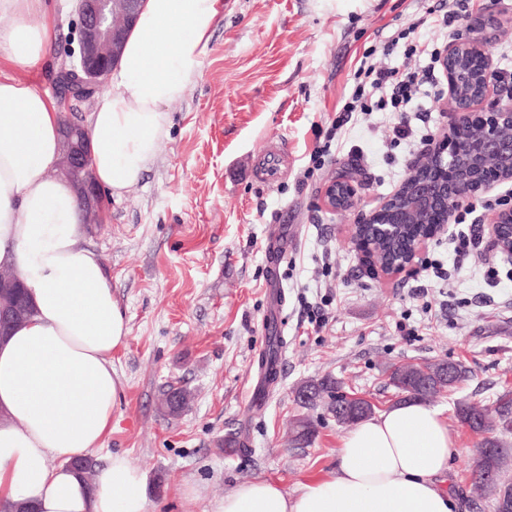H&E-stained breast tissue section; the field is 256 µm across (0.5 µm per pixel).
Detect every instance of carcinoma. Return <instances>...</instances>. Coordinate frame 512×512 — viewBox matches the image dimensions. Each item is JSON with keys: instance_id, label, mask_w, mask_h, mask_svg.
I'll list each match as a JSON object with an SVG mask.
<instances>
[{"instance_id": "1", "label": "carcinoma", "mask_w": 512, "mask_h": 512, "mask_svg": "<svg viewBox=\"0 0 512 512\" xmlns=\"http://www.w3.org/2000/svg\"><path fill=\"white\" fill-rule=\"evenodd\" d=\"M459 81L465 91L475 89L482 69V61L465 56L455 64ZM483 136L482 129L474 124L458 130L456 147L459 163H464ZM448 178V171L431 161H421L410 172L402 191L393 202L377 215L371 224L360 226L353 236L357 248L367 252L374 264L383 270H390L409 262V253L414 240L429 232L427 209H410L417 185L427 182L437 187ZM283 340L279 336L269 337L263 365L267 370L268 381L276 379L275 363ZM463 370L458 364L445 360L420 363H403L390 368V383L407 400L429 401L434 397L454 391L462 380ZM341 384L330 375L310 379L295 391L294 402L307 409L317 405L323 397L330 398L328 410L342 425L354 424L375 414V406L361 398H349L339 394ZM192 399L191 392L184 387L170 386L161 399L163 412L171 417L182 415ZM456 416L459 422L475 434H484L481 447L495 448L501 458H506L502 442L488 433L499 429L512 431V391L497 395L490 405H477L464 401L457 402ZM315 431L305 417L296 419L293 426V441L299 445L313 442ZM472 490L477 494H489L494 502L504 497L512 501V485L502 481V475L488 480L483 478L481 465H476L472 473Z\"/></svg>"}]
</instances>
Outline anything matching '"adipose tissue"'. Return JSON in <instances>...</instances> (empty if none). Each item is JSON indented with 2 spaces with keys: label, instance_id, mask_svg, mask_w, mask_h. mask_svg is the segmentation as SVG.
I'll use <instances>...</instances> for the list:
<instances>
[{
  "label": "adipose tissue",
  "instance_id": "adipose-tissue-1",
  "mask_svg": "<svg viewBox=\"0 0 512 512\" xmlns=\"http://www.w3.org/2000/svg\"><path fill=\"white\" fill-rule=\"evenodd\" d=\"M56 0H0V266L35 312L0 343V503L34 512H148L145 477L109 454L85 482L67 461L97 455L121 380L112 353L129 329L101 259L82 244L78 202L58 176L65 104L33 75L56 40ZM224 0H144L111 90L88 128L100 187L120 198L168 137L170 104L195 82ZM453 441L441 411L417 401L361 420L335 471L293 496L267 480L226 493L214 512H453L443 484Z\"/></svg>",
  "mask_w": 512,
  "mask_h": 512
}]
</instances>
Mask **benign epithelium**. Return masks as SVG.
Segmentation results:
<instances>
[{
	"instance_id": "benign-epithelium-1",
	"label": "benign epithelium",
	"mask_w": 512,
	"mask_h": 512,
	"mask_svg": "<svg viewBox=\"0 0 512 512\" xmlns=\"http://www.w3.org/2000/svg\"><path fill=\"white\" fill-rule=\"evenodd\" d=\"M142 0H78L77 12L80 19V52L76 62L63 67L58 82L65 91L69 111L74 104L89 100L108 78L119 62V54L125 35L132 26ZM461 50L483 60L482 90L475 97H463L457 90V78L448 62ZM441 66L448 82V100L454 105L456 119L447 131L436 137V142L425 155L439 159L453 174L454 156L444 154L445 146L454 141L453 132L462 124L473 121V113L494 91V70L481 43L473 39H455L440 55ZM512 125V95L498 99L488 110L484 121V138L480 155L493 158L504 164L506 173L492 180L473 183L466 191L454 180L441 189L432 187L423 190V202L434 207L439 214L440 227L452 223L456 206L466 197H474L494 191L499 185L512 181V139H504L496 130L502 123ZM63 152L60 172L65 175L75 193L77 201L87 215L95 214L102 204V191L96 185L90 159L86 152L87 128L76 116L64 124ZM325 205L340 212L358 208L357 185L347 174L331 180L324 189ZM512 220V208L502 209L487 217L489 231L496 245L507 259L512 260V245L500 242L499 224ZM20 315L19 308L0 300V335L6 336L9 328Z\"/></svg>"
}]
</instances>
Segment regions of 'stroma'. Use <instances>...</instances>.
<instances>
[{"label": "stroma", "mask_w": 512, "mask_h": 512, "mask_svg": "<svg viewBox=\"0 0 512 512\" xmlns=\"http://www.w3.org/2000/svg\"><path fill=\"white\" fill-rule=\"evenodd\" d=\"M439 0H224L171 130L141 182L106 199L101 224L83 238L97 253L125 312L129 337L112 364L123 388L105 453L126 454L146 474L148 512H212L224 494L256 479L288 494L326 479L348 434L326 404L301 410L294 390L329 375L376 413L400 397L385 368L445 359L464 380L434 399L454 442L448 486L455 512H492L471 492L482 438L456 417L460 401L488 403L512 389V263L475 212L476 249L450 241L458 224L429 240L401 272L371 269L352 243L355 216L327 209L324 188L355 170L363 209L404 182L419 154L413 138L454 120L446 86L423 84L408 114L413 137L393 142L385 111L353 113L325 140L354 85L363 53L400 72L423 71L428 50L480 39L497 74L512 78V0H474L443 32ZM78 48L77 15L65 13L36 83L54 91ZM290 160L275 186L255 173L268 143ZM329 144L322 169L310 155ZM325 315V325L313 318ZM286 342L284 375L263 404L250 401L253 364L271 332ZM194 395L179 417L160 409L163 390ZM315 428L291 442L299 415ZM246 444L224 452V437ZM200 489L184 494L186 483Z\"/></svg>", "instance_id": "35a3bbf8"}]
</instances>
